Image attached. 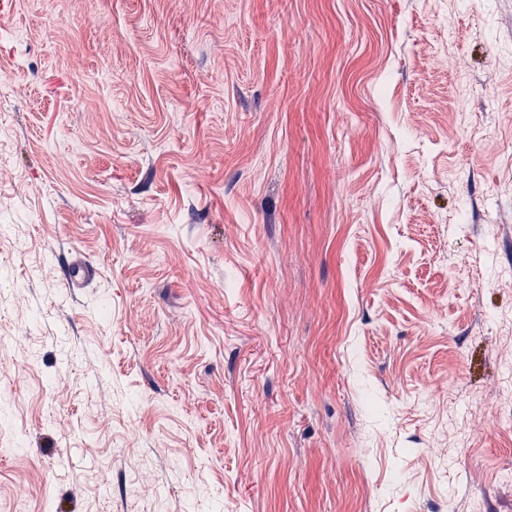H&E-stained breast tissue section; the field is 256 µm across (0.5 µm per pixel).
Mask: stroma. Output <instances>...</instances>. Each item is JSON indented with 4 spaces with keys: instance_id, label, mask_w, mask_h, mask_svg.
I'll use <instances>...</instances> for the list:
<instances>
[{
    "instance_id": "obj_1",
    "label": "stroma",
    "mask_w": 512,
    "mask_h": 512,
    "mask_svg": "<svg viewBox=\"0 0 512 512\" xmlns=\"http://www.w3.org/2000/svg\"><path fill=\"white\" fill-rule=\"evenodd\" d=\"M0 66V507L512 512V0H0ZM64 281L70 288H82L96 277V269L85 260L74 257L67 261L63 270Z\"/></svg>"
}]
</instances>
